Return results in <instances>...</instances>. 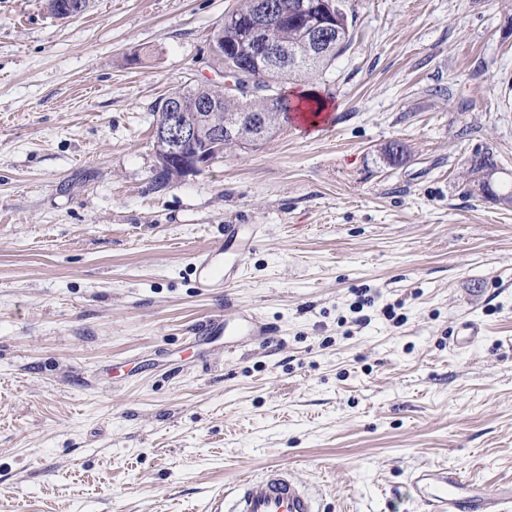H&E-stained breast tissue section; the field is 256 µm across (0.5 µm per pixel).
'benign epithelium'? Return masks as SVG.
I'll return each instance as SVG.
<instances>
[{
  "label": "benign epithelium",
  "mask_w": 512,
  "mask_h": 512,
  "mask_svg": "<svg viewBox=\"0 0 512 512\" xmlns=\"http://www.w3.org/2000/svg\"><path fill=\"white\" fill-rule=\"evenodd\" d=\"M316 8L329 14L333 6L326 0H295L290 4V10L286 11L276 0H260L258 10L248 24L229 13L224 17V48L231 54L238 53L240 30L247 27L251 49L242 67L248 71L254 69L258 73L267 69L291 68L296 63V55L289 52L287 46L272 43L267 36L268 28L288 19L290 14L300 15ZM329 40V29L316 23L305 34V49L312 55L319 54ZM166 109L170 112L169 119L155 139V155L161 161L155 169L157 175L166 166H174L186 176L195 175L224 157V143L238 142L245 137L254 138L259 126L251 116L244 114L236 126L208 134L184 117L187 111L184 101L173 99L166 103Z\"/></svg>",
  "instance_id": "1"
}]
</instances>
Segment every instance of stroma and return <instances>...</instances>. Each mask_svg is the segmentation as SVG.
<instances>
[{
  "mask_svg": "<svg viewBox=\"0 0 512 512\" xmlns=\"http://www.w3.org/2000/svg\"><path fill=\"white\" fill-rule=\"evenodd\" d=\"M236 3L0 0V512H203L272 462L325 512H420L422 467L512 480V206L462 177L479 149L512 184V0H350V46L281 84L331 127L154 188L152 107L213 78ZM228 224L262 233L201 287ZM228 298L274 336L197 340ZM259 233L257 224L225 225L217 246L194 256L193 272L197 283L206 288H231L241 275L243 257ZM215 253H224V266L215 262Z\"/></svg>",
  "mask_w": 512,
  "mask_h": 512,
  "instance_id": "1",
  "label": "stroma"
}]
</instances>
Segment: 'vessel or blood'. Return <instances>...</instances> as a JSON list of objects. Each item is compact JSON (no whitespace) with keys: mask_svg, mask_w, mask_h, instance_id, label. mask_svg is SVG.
Instances as JSON below:
<instances>
[{"mask_svg":"<svg viewBox=\"0 0 512 512\" xmlns=\"http://www.w3.org/2000/svg\"><path fill=\"white\" fill-rule=\"evenodd\" d=\"M260 232L256 224L225 225L215 250L195 255L197 283L207 288L232 287L242 272L243 258ZM223 262H216V255ZM202 333L221 334L225 350H234L240 337L265 336L269 323L254 313L225 308L223 315L207 318ZM414 498L425 512H512V481L489 487L467 482L458 470L427 467L410 477ZM205 512H323L315 492L293 472L278 463L262 474L240 475L233 486L212 496Z\"/></svg>","mask_w":512,"mask_h":512,"instance_id":"vessel-or-blood-1","label":"vessel or blood"}]
</instances>
